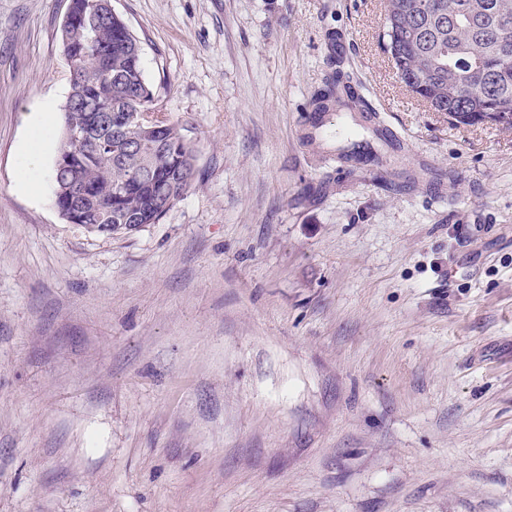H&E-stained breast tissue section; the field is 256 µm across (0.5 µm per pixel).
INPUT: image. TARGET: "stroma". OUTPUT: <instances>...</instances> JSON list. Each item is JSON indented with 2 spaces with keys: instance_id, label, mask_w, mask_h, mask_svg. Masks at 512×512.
<instances>
[{
  "instance_id": "obj_1",
  "label": "stroma",
  "mask_w": 512,
  "mask_h": 512,
  "mask_svg": "<svg viewBox=\"0 0 512 512\" xmlns=\"http://www.w3.org/2000/svg\"><path fill=\"white\" fill-rule=\"evenodd\" d=\"M69 3L0 0V512H512V131L404 86L384 0H112L197 177L104 235L54 203ZM332 32L415 183L308 139Z\"/></svg>"
}]
</instances>
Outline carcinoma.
Listing matches in <instances>:
<instances>
[{
    "mask_svg": "<svg viewBox=\"0 0 512 512\" xmlns=\"http://www.w3.org/2000/svg\"><path fill=\"white\" fill-rule=\"evenodd\" d=\"M85 38L62 43L67 63L78 76L70 82L67 102L91 106L80 114L83 127L95 131L96 112L126 100L129 112H154L153 92L142 68L140 41L117 15L84 17ZM384 48L401 81L436 112L459 125L490 120L512 130V0H386ZM362 102L350 73L336 68L311 102L312 111L329 117ZM166 147H155L157 135L147 126L129 124L120 138L102 132L107 146L77 159L75 168L54 170L55 201L66 208L67 185L90 190L82 223L110 235L122 217L156 224L165 215L158 201L177 202L195 183L194 153L181 128L165 118ZM372 145L336 147V161L353 168L393 166L388 149L397 144L381 129L371 131Z\"/></svg>",
    "mask_w": 512,
    "mask_h": 512,
    "instance_id": "obj_1",
    "label": "carcinoma"
}]
</instances>
